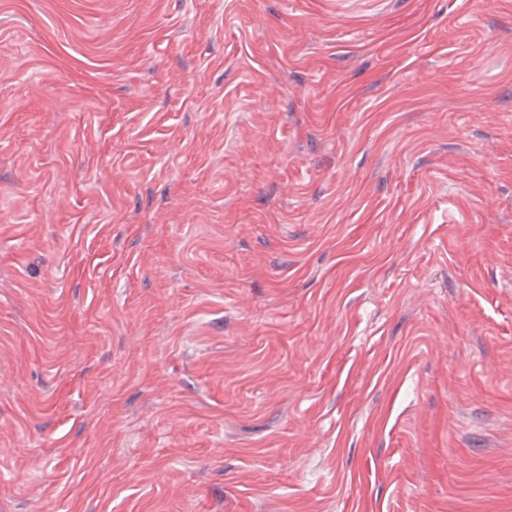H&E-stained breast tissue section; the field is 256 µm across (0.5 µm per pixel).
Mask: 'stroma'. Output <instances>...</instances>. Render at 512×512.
I'll list each match as a JSON object with an SVG mask.
<instances>
[{
  "instance_id": "stroma-1",
  "label": "stroma",
  "mask_w": 512,
  "mask_h": 512,
  "mask_svg": "<svg viewBox=\"0 0 512 512\" xmlns=\"http://www.w3.org/2000/svg\"><path fill=\"white\" fill-rule=\"evenodd\" d=\"M0 512H512V0H0Z\"/></svg>"
}]
</instances>
